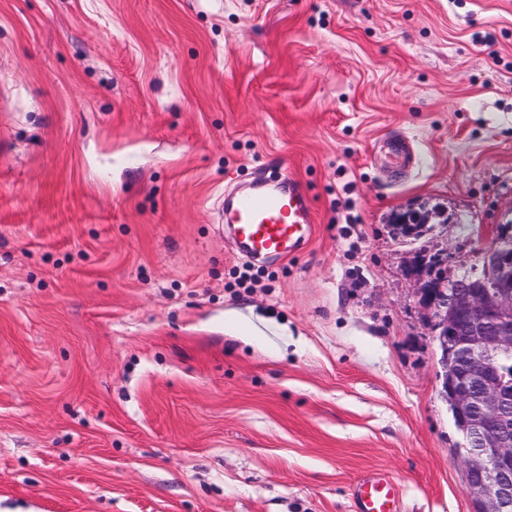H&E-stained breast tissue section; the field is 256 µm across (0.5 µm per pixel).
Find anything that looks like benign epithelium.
Returning a JSON list of instances; mask_svg holds the SVG:
<instances>
[{"mask_svg":"<svg viewBox=\"0 0 512 512\" xmlns=\"http://www.w3.org/2000/svg\"><path fill=\"white\" fill-rule=\"evenodd\" d=\"M424 226L405 213L397 229L410 237ZM437 264L421 255L415 270L442 369L454 359L456 377L443 382L442 395L464 420L465 492L473 512H512V386L497 369L501 357L512 355V241L485 249L479 274L450 280L433 271Z\"/></svg>","mask_w":512,"mask_h":512,"instance_id":"benign-epithelium-1","label":"benign epithelium"}]
</instances>
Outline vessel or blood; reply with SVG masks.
I'll return each mask as SVG.
<instances>
[{
	"label": "vessel or blood",
	"mask_w": 512,
	"mask_h": 512,
	"mask_svg": "<svg viewBox=\"0 0 512 512\" xmlns=\"http://www.w3.org/2000/svg\"><path fill=\"white\" fill-rule=\"evenodd\" d=\"M221 214L231 224L240 255L288 256L310 241L314 216L302 186L293 178L255 179L248 190L225 195ZM354 512H397V485L383 471L357 482Z\"/></svg>",
	"instance_id": "1"
}]
</instances>
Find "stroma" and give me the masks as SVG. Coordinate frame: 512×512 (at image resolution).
I'll return each instance as SVG.
<instances>
[{"label": "stroma", "instance_id": "stroma-1", "mask_svg": "<svg viewBox=\"0 0 512 512\" xmlns=\"http://www.w3.org/2000/svg\"><path fill=\"white\" fill-rule=\"evenodd\" d=\"M271 172L314 234L246 259ZM503 236L512 0H0V512H471L410 269ZM231 224L244 257L288 256L310 241L314 216L308 195L295 179L270 175L248 190L224 196L221 218ZM397 485L383 471L365 473L356 483L353 512H397Z\"/></svg>", "mask_w": 512, "mask_h": 512}]
</instances>
